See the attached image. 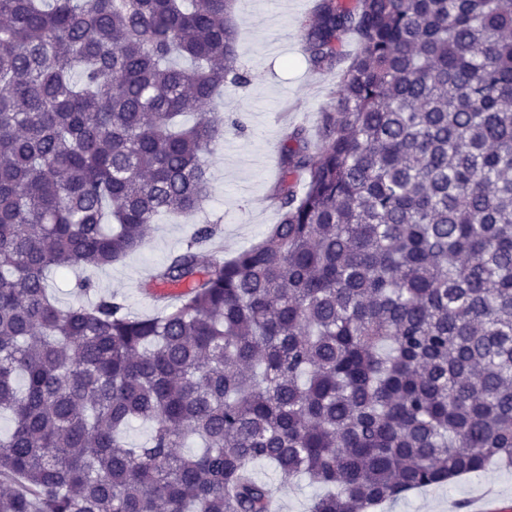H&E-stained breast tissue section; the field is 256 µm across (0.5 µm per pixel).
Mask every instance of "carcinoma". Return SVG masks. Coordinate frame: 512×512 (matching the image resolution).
<instances>
[{
	"label": "carcinoma",
	"mask_w": 512,
	"mask_h": 512,
	"mask_svg": "<svg viewBox=\"0 0 512 512\" xmlns=\"http://www.w3.org/2000/svg\"><path fill=\"white\" fill-rule=\"evenodd\" d=\"M236 2L0 0V512H271L258 462L373 512L512 467V0H316L307 62L346 67L277 223L225 260L199 228L155 316L55 301L203 208Z\"/></svg>",
	"instance_id": "1"
}]
</instances>
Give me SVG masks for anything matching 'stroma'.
Segmentation results:
<instances>
[{
  "mask_svg": "<svg viewBox=\"0 0 512 512\" xmlns=\"http://www.w3.org/2000/svg\"><path fill=\"white\" fill-rule=\"evenodd\" d=\"M239 65L244 86L227 84L217 108L225 122L224 146L212 158V195L195 216L163 217L148 245L124 260L83 275L51 274L49 284L59 304L81 302L79 278L94 282L97 293L122 299L137 315L156 307L140 285L171 254L186 248L195 231L213 225L224 256L257 243L278 219L268 196L279 175L285 125H302L319 137V115L329 102L340 72L315 71L303 52L308 0H241ZM495 489L501 504L512 505V468L497 467L462 476L451 483L408 493L381 512H448L452 502H470Z\"/></svg>",
  "mask_w": 512,
  "mask_h": 512,
  "instance_id": "1",
  "label": "stroma"
}]
</instances>
